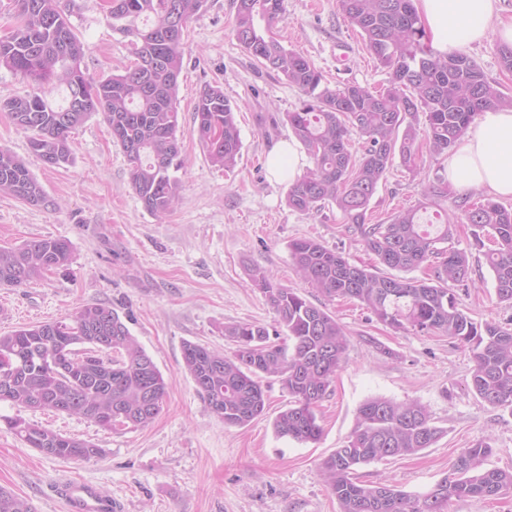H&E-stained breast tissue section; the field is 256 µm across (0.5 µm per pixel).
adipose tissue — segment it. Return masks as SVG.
<instances>
[{"mask_svg": "<svg viewBox=\"0 0 512 512\" xmlns=\"http://www.w3.org/2000/svg\"><path fill=\"white\" fill-rule=\"evenodd\" d=\"M497 0H415L442 51L452 53L495 35L512 46V18L496 19ZM453 191L484 189L512 198V109L488 110L456 142L445 159Z\"/></svg>", "mask_w": 512, "mask_h": 512, "instance_id": "ef3b65f1", "label": "adipose tissue"}]
</instances>
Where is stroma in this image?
I'll use <instances>...</instances> for the list:
<instances>
[{
	"label": "stroma",
	"mask_w": 512,
	"mask_h": 512,
	"mask_svg": "<svg viewBox=\"0 0 512 512\" xmlns=\"http://www.w3.org/2000/svg\"><path fill=\"white\" fill-rule=\"evenodd\" d=\"M284 6L276 38L308 57L330 88L389 84L391 70L366 50L336 0H284ZM235 13L234 0H209L185 31L177 95L184 167L179 203L165 221L135 195L127 157L102 114L72 130L73 164L50 168L30 150L26 133L0 112V146L24 158L51 201L34 207L0 196V247L61 238L72 249L70 261L44 277L0 286V334L104 304L168 382L160 414L136 429L112 431L82 416L1 402L0 487L29 500L36 512H68L58 496L65 479L95 484L124 512H339L320 464L343 445L360 406L373 397L423 404L442 436L416 454L361 466L367 483L425 493L463 449L480 442L493 448L487 467L512 471V409L490 406L471 390L474 362L467 347L435 333L393 329L359 301L325 297L297 276L288 244L302 237L355 265L377 261L334 204L309 214L289 207L290 184L269 172L267 157L275 144L291 139L285 115L301 94L236 40ZM68 18L88 47L89 77L119 73L131 62L129 39L113 29L102 0H70ZM209 84L239 107L241 150L229 170L206 161L193 125L194 104ZM444 175L439 156L422 153L413 171L393 159L370 202L373 223L421 206L425 188ZM448 245L473 264L467 284L453 287L461 308L478 321L512 322V306L498 300L484 250L467 226H456ZM255 265L345 329V360L317 408L322 434L316 442L275 436L273 420L290 400L276 379L264 382V413L247 426L228 427L183 367L188 341L232 354L227 323L258 322L278 331L274 311L249 279ZM9 417L89 441L102 453L89 461L45 456L15 436L5 423Z\"/></svg>",
	"instance_id": "1"
}]
</instances>
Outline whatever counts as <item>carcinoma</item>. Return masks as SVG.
Instances as JSON below:
<instances>
[{
	"mask_svg": "<svg viewBox=\"0 0 512 512\" xmlns=\"http://www.w3.org/2000/svg\"><path fill=\"white\" fill-rule=\"evenodd\" d=\"M206 8L207 0H112L113 28L130 38L134 61L118 75L95 80L82 68L85 48L68 20L65 0H16L11 31L0 37V67L19 75L29 90L0 99V112L9 113L29 134L31 150L51 167L73 162L71 131L92 113H102L122 148L136 145V156H127L131 187L151 215L164 219L178 200L179 181L171 169L182 166L177 88L183 35ZM336 9L360 30L366 49L392 70L384 89L358 84L330 88L311 60L273 36L284 0H236L237 41L302 95L300 106L286 113V122L314 167L292 183L288 205L309 213L334 203L379 264L398 271L422 267L428 274L423 279L386 276L351 264L307 237L289 243L296 274L327 297L360 301L394 329L438 332L459 341L473 355L472 391L491 406H512V327L479 322L459 307L448 284L469 281L472 265L467 253L444 246L454 224L470 226L479 243L492 241L484 256L499 300L512 305V208L492 199L477 203L468 195L453 197L448 183L438 180L426 188L425 205L446 213L451 197L454 212L435 230L419 222L414 208L396 212L386 224L368 223L370 201L394 156L415 168L423 146L432 155L448 152L476 115L512 109V96L467 55L436 51L413 0H336ZM175 19L182 22L178 30ZM139 58L154 64L147 77L137 69ZM236 111L219 86H206L195 102L196 133L213 167L236 165L241 150ZM351 127L364 137L358 156L350 149ZM2 194L31 206L48 205L24 160L0 147ZM71 253L70 243L59 238L1 248L0 286L25 285L65 265ZM249 278L288 331L292 348L271 341L261 324L231 322L224 325V337L236 346L232 355L187 342L184 368L210 409L232 427L245 426L264 412L262 379H278L292 401L275 417V434L316 442L322 432L316 407L344 362V328L296 290L275 282L266 269L251 267ZM0 353L23 359L17 369L0 372V402L83 416L104 429H115L117 412L127 428L149 425L168 391L152 358L119 315L102 304L78 310L69 323L44 322L0 334ZM6 424L46 456L90 460L101 454L92 443L20 418ZM440 436L419 403L383 397L363 403L345 444L322 463L340 512H448L453 499L496 500L512 494V472L484 467L493 453L487 443L463 449L448 475L424 494L359 479V466L412 455ZM0 512L35 510L27 499L1 487Z\"/></svg>",
	"mask_w": 512,
	"mask_h": 512,
	"instance_id": "cac0c4a2",
	"label": "carcinoma"
}]
</instances>
